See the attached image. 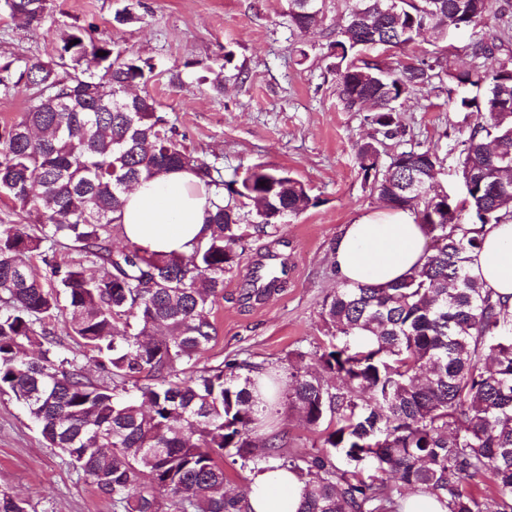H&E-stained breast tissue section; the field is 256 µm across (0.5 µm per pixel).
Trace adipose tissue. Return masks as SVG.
<instances>
[{"label": "adipose tissue", "mask_w": 512, "mask_h": 512, "mask_svg": "<svg viewBox=\"0 0 512 512\" xmlns=\"http://www.w3.org/2000/svg\"><path fill=\"white\" fill-rule=\"evenodd\" d=\"M208 207L204 182L192 171L173 170L134 184L120 222L127 241L151 252L186 254L202 236ZM425 245L413 212L385 207L343 225L333 267L343 283L383 286L422 265ZM469 270L486 289L512 303V221L486 225ZM303 492L304 483L295 473L256 472L249 506L252 512H299Z\"/></svg>", "instance_id": "obj_1"}]
</instances>
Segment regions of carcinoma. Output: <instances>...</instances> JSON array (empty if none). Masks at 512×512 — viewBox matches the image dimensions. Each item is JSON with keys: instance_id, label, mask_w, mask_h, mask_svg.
I'll list each match as a JSON object with an SVG mask.
<instances>
[{"instance_id": "obj_1", "label": "carcinoma", "mask_w": 512, "mask_h": 512, "mask_svg": "<svg viewBox=\"0 0 512 512\" xmlns=\"http://www.w3.org/2000/svg\"><path fill=\"white\" fill-rule=\"evenodd\" d=\"M49 0H0L41 25ZM369 0L367 24H351L359 0L328 38L337 92L348 112L369 101L375 136L359 146L364 183L386 206L410 210L426 236L424 263L406 278L342 286L324 298L327 341L296 353L288 398L321 429V449L290 455L288 432L256 441L264 405L244 363L196 368L216 338L208 312L224 296L253 235H273L311 205L285 168L255 164L241 178L186 151L150 95L151 60L73 26L57 59L0 63V96L24 89L22 118L0 128V196L41 228L0 224V392L26 408L115 512H249L247 494L225 489L224 451L251 471L286 469L305 484L300 512H398L406 492L435 497L446 512H512V306L468 269L488 224L512 217V5L507 0ZM290 26L325 29L323 0H288ZM468 30L466 69L448 49L405 60L423 29ZM475 87L458 112L476 115L461 140L464 198L434 187L437 151L418 143L379 162V144L404 133L399 108L417 88ZM187 169L214 191L206 233L188 255L112 248L129 185ZM265 185H260V182ZM250 198L255 212L237 201ZM77 258L59 262L55 246ZM41 257L48 277L33 274ZM103 268L90 276L86 265ZM254 293L281 279L257 268ZM66 315L84 361L69 358L52 325ZM92 363L112 385L92 381ZM493 476L497 494L467 486ZM0 512H28L0 491Z\"/></svg>"}]
</instances>
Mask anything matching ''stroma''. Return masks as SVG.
Segmentation results:
<instances>
[{"instance_id":"1","label":"stroma","mask_w":512,"mask_h":512,"mask_svg":"<svg viewBox=\"0 0 512 512\" xmlns=\"http://www.w3.org/2000/svg\"><path fill=\"white\" fill-rule=\"evenodd\" d=\"M126 5L135 19L116 25L114 13ZM286 9L285 0H50L38 28L0 13V59L50 60L59 30L86 28L151 60L154 76L137 91L154 97L188 151L228 178L264 163L287 168L306 185L312 206L281 224L276 236L252 237L240 267L226 275L224 296L209 314L217 337L197 362H244L275 373L278 403L265 415L263 432L288 431L290 453L305 455L317 451L320 435L288 403L289 359L315 353L324 341L320 308L338 286L331 252L342 226L381 204L357 165V146L372 132L366 115L343 110L326 37L293 32ZM294 45L308 53L303 65L290 53ZM211 69L221 71L223 91L207 80ZM400 110L407 138L437 149L441 185L461 195L455 146L468 122L453 110L447 86L418 88ZM272 255L284 267L283 288L250 297L256 264ZM0 490L25 501L29 512H113L66 457L46 447L7 393H0Z\"/></svg>"}]
</instances>
